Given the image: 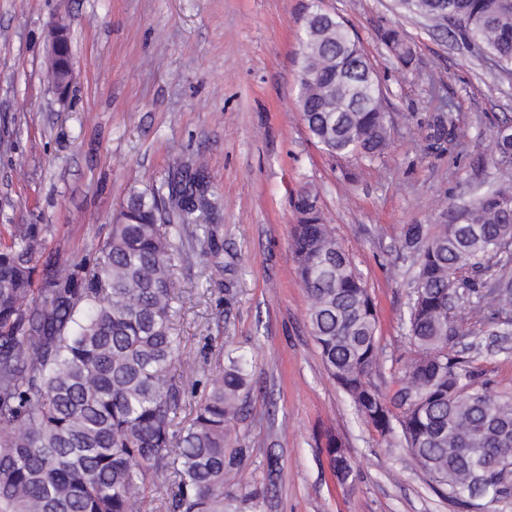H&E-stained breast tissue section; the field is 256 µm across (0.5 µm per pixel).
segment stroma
Listing matches in <instances>:
<instances>
[{"label":"stroma","mask_w":512,"mask_h":512,"mask_svg":"<svg viewBox=\"0 0 512 512\" xmlns=\"http://www.w3.org/2000/svg\"><path fill=\"white\" fill-rule=\"evenodd\" d=\"M336 15L370 60L392 117L374 162L329 156L300 112L299 36L312 6ZM71 42L66 93L49 79L56 30ZM414 49L400 68L383 41ZM450 108L438 145L427 124ZM512 117V70L406 10L400 0H0V239L37 224L34 289L56 252L93 265L128 196L204 161L223 207L224 253L189 251L175 277L187 301L173 321L186 345L185 388L219 370L227 350L249 374L243 414L226 427L243 449L227 494L245 512H462L430 486L399 435L358 416L329 377L310 333L308 297L291 251L302 189L348 252L376 304L391 393L410 345L403 319L410 224H446L496 169L490 131ZM473 355L489 391L512 388V351L484 337ZM342 441L356 476L340 485L325 451ZM384 41L396 55L397 61L404 67L409 68L413 65L415 58L412 51L404 45L400 33L391 30L384 35Z\"/></svg>","instance_id":"obj_1"}]
</instances>
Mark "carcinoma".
Here are the masks:
<instances>
[{"mask_svg": "<svg viewBox=\"0 0 512 512\" xmlns=\"http://www.w3.org/2000/svg\"><path fill=\"white\" fill-rule=\"evenodd\" d=\"M442 19L468 43L512 66V0H404ZM384 41L404 67L412 51L400 33ZM299 103L304 124L330 155L373 161L390 145L378 81L336 16L315 8L300 37ZM491 132L494 164L505 168L512 140ZM439 112L428 138L450 134ZM318 196L295 209L292 253L310 300L311 333L326 367L358 415L383 435L400 433L418 467L462 509L512 490V389L476 384L471 361L454 350L466 309L498 336L512 335V275L484 276L483 260L512 261V186L489 183L450 224H410L413 257L406 319L409 356L395 359L400 388L386 398L372 382L381 364L374 303L348 254L324 224ZM221 202L203 164L127 199L87 278H48L30 288L41 248L37 224H16L0 244V512H144L145 490L165 512H230L224 485L235 474L224 425L242 414L247 374L227 354L203 372L194 413L184 414L176 374L184 356L172 332L182 245L219 253L206 220ZM400 410L392 413L390 406ZM338 482L354 470L327 435Z\"/></svg>", "mask_w": 512, "mask_h": 512, "instance_id": "obj_1", "label": "carcinoma"}]
</instances>
